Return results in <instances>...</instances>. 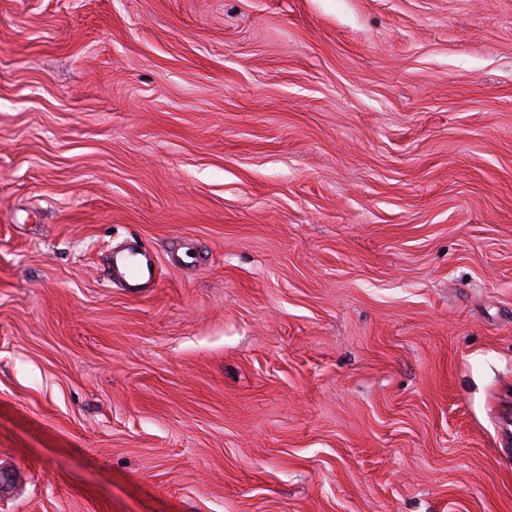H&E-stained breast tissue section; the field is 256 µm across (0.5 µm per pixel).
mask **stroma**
Listing matches in <instances>:
<instances>
[{"instance_id": "stroma-1", "label": "stroma", "mask_w": 512, "mask_h": 512, "mask_svg": "<svg viewBox=\"0 0 512 512\" xmlns=\"http://www.w3.org/2000/svg\"><path fill=\"white\" fill-rule=\"evenodd\" d=\"M508 396L512 0H0V512H512ZM157 262L158 257L151 248L132 241L112 253L108 277L111 281L122 283L133 293L156 288Z\"/></svg>"}]
</instances>
